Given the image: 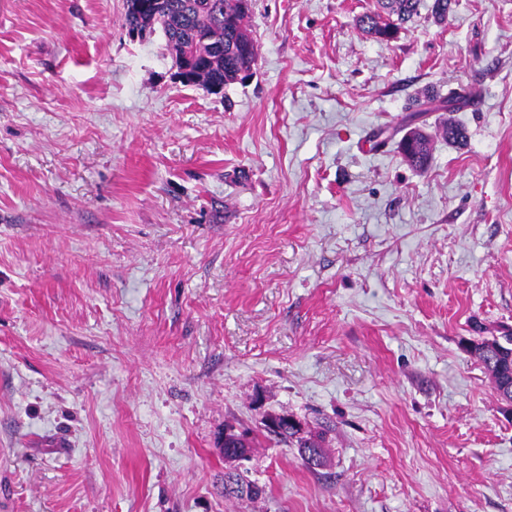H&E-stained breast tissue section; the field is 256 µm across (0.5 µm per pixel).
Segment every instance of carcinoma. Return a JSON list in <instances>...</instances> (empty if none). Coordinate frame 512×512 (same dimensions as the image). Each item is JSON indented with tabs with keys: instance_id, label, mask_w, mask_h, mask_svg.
Wrapping results in <instances>:
<instances>
[{
	"instance_id": "carcinoma-1",
	"label": "carcinoma",
	"mask_w": 512,
	"mask_h": 512,
	"mask_svg": "<svg viewBox=\"0 0 512 512\" xmlns=\"http://www.w3.org/2000/svg\"><path fill=\"white\" fill-rule=\"evenodd\" d=\"M251 0H126L123 25L146 39L160 32L183 82L202 86L214 94L243 80L257 60L254 38L247 17ZM420 0H375L374 10L363 15L357 26L376 38L389 41L401 24L418 14ZM448 145L467 143L466 128L455 122L443 129ZM399 147L405 160L424 169L432 154L431 139L416 127L402 136ZM466 351L476 357L490 377L498 398L512 401V334L473 341ZM274 436L283 442H296L305 464L317 468L324 464V439L303 426L286 425ZM224 458L237 460L247 455L245 434H229Z\"/></svg>"
}]
</instances>
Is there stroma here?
Listing matches in <instances>:
<instances>
[{
  "label": "stroma",
  "mask_w": 512,
  "mask_h": 512,
  "mask_svg": "<svg viewBox=\"0 0 512 512\" xmlns=\"http://www.w3.org/2000/svg\"><path fill=\"white\" fill-rule=\"evenodd\" d=\"M433 3L386 42L373 0H253L218 96L126 0H0V512H512V414L463 350L512 330V0ZM399 147L405 160L415 168L428 166L432 154L431 139L422 129H410L409 136H402ZM266 431L274 435L279 441L291 443L295 440L298 448H300L301 457L309 468L315 469L324 464L326 452L323 436L312 434L310 431H304L301 423L298 427L286 424L279 432H272L267 429Z\"/></svg>",
  "instance_id": "35a3bbf8"
}]
</instances>
